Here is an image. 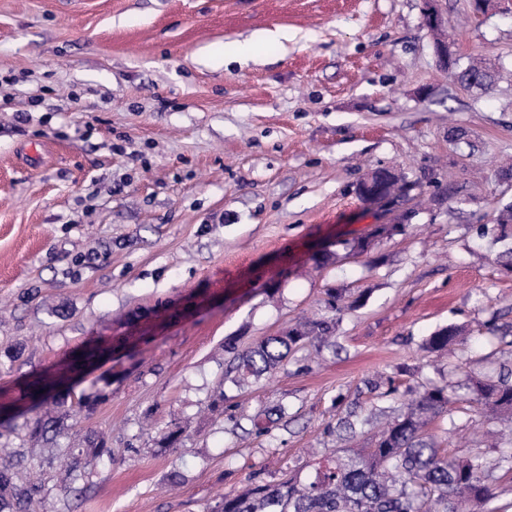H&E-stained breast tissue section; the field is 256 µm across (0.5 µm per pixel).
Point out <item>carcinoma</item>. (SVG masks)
<instances>
[{"label": "carcinoma", "mask_w": 512, "mask_h": 512, "mask_svg": "<svg viewBox=\"0 0 512 512\" xmlns=\"http://www.w3.org/2000/svg\"><path fill=\"white\" fill-rule=\"evenodd\" d=\"M442 72L455 82L486 89L502 79L498 66L484 60L460 67L453 52ZM416 183L399 175L386 189L392 201L413 200ZM336 322L322 318L309 325L288 329L269 337L255 347L239 351L227 344L231 354L228 372L245 384L276 369L288 357L308 345L325 342ZM459 330L446 327L427 340V348L440 352L458 337ZM368 389L384 401L396 404L394 416L371 446L348 453L335 450L306 479L287 477L267 484L261 474L248 477L249 487L224 493L215 512H496L486 509L495 498L489 483V470L479 455L458 458L441 447L428 427L436 421L453 418V404L480 403L493 414L512 420V379L500 373L495 379L469 380V397L448 384L422 383L408 388L411 396L400 401L399 385L392 377L368 382ZM373 411L358 403L348 405L336 422V430L347 434L368 424ZM28 437L34 442L47 439L49 427L40 416L25 421ZM109 452L104 440L88 441L85 448H74L76 462L88 468ZM41 462L16 454H0V512H29L38 502L42 512H51L42 485L28 480L14 481L16 473L34 474Z\"/></svg>", "instance_id": "obj_1"}]
</instances>
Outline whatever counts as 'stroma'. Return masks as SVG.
Wrapping results in <instances>:
<instances>
[{
  "mask_svg": "<svg viewBox=\"0 0 512 512\" xmlns=\"http://www.w3.org/2000/svg\"><path fill=\"white\" fill-rule=\"evenodd\" d=\"M439 8L461 63L510 78L449 81L423 0H0V406L33 380L57 400L99 397L49 441H4L41 458L55 512H215L251 473L275 484L367 447L387 415L344 442L327 431L337 395L372 407L366 382L403 366L406 387L512 367V262L479 235L512 239L497 223L512 205V0ZM258 31L275 38L224 62ZM381 167L419 181L422 201L359 199ZM332 291L349 308L332 312ZM331 315L335 341L310 367L292 357L243 386L226 373V343ZM450 326L464 344L427 351ZM174 420L186 430L167 448ZM496 428L469 406L449 454L493 465ZM94 431L109 455L72 467Z\"/></svg>",
  "mask_w": 512,
  "mask_h": 512,
  "instance_id": "35a3bbf8",
  "label": "stroma"
}]
</instances>
